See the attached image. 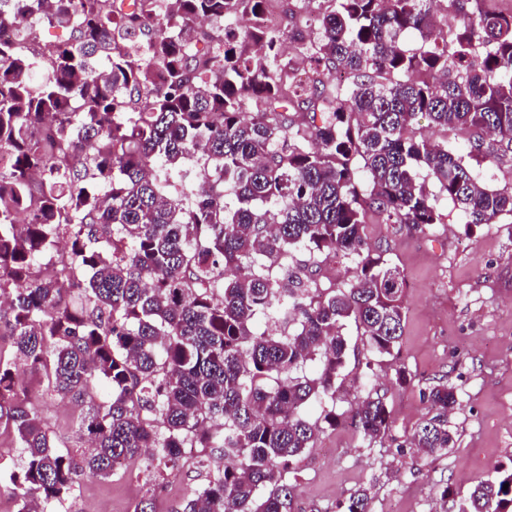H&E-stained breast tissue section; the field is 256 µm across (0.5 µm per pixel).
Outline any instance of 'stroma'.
Instances as JSON below:
<instances>
[{
  "label": "stroma",
  "instance_id": "obj_1",
  "mask_svg": "<svg viewBox=\"0 0 512 512\" xmlns=\"http://www.w3.org/2000/svg\"><path fill=\"white\" fill-rule=\"evenodd\" d=\"M444 224L418 232L400 224H369L367 243L403 271L407 287L404 333L396 359L377 357L366 337L347 326L349 351L334 405L381 395L389 432L368 440L349 424L319 432L288 475L295 512H340L357 490L368 489L370 512H458V504L495 467H512V219L467 230L452 203L442 202ZM411 376L395 381V366ZM42 417L70 450L81 444L86 402L42 394L39 378L24 374ZM445 380L458 404L448 423L456 445L426 458L410 439L424 419L423 391ZM197 486L193 473L147 476L121 472L99 480L78 477L67 512H130L154 497L156 512H173Z\"/></svg>",
  "mask_w": 512,
  "mask_h": 512
}]
</instances>
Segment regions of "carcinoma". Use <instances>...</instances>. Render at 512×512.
<instances>
[{
	"label": "carcinoma",
	"mask_w": 512,
	"mask_h": 512,
	"mask_svg": "<svg viewBox=\"0 0 512 512\" xmlns=\"http://www.w3.org/2000/svg\"><path fill=\"white\" fill-rule=\"evenodd\" d=\"M267 2L0 0L14 32L0 41V318L15 350L0 419L22 454L17 512H62L78 475L121 467L197 473L175 512H292L288 472L320 423L347 417L370 440L391 426L370 393L347 415L303 413L334 399L346 325L379 357L403 335L405 276L365 224L422 232L447 223L442 199L469 229L512 218V183L488 188L469 163L512 152V12L443 0L436 21L435 0H299L305 22L273 29ZM44 24L68 38L40 42ZM421 116L493 143L450 148ZM299 248L352 275L319 292ZM19 364L45 393L89 399L80 455L19 398ZM422 399L412 445L434 458L455 446L458 399L444 381ZM369 500L359 490L343 512ZM459 512H512V469Z\"/></svg>",
	"instance_id": "carcinoma-1"
}]
</instances>
